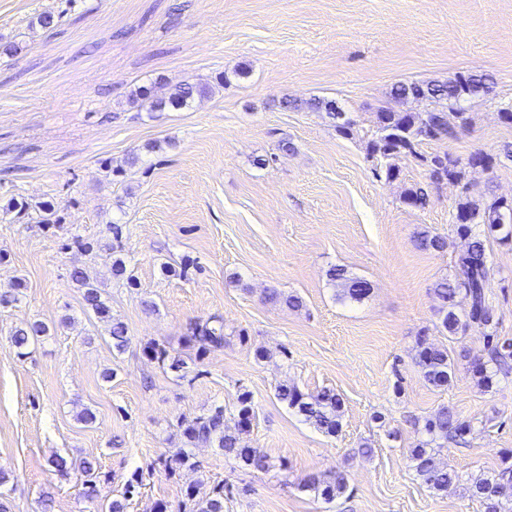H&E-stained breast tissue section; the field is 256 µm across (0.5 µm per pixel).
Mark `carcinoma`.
<instances>
[{
  "label": "carcinoma",
  "mask_w": 512,
  "mask_h": 512,
  "mask_svg": "<svg viewBox=\"0 0 512 512\" xmlns=\"http://www.w3.org/2000/svg\"><path fill=\"white\" fill-rule=\"evenodd\" d=\"M65 14L64 10L57 14L41 13L34 19V24L50 31L60 26ZM416 92L424 93L426 99L434 103V107L426 112H409L391 107L381 109L376 114L375 130L372 131L367 149L376 160L377 174L385 175L388 180L400 174L393 160L409 155L421 162L432 182L439 184L451 181L460 187L455 225L457 234L466 241V248L458 256L456 277L451 281L437 282L434 294L440 302L441 327L448 334L457 335L469 328L485 330L493 323V311L485 291L486 283L493 273L486 253V238L487 234L495 233L500 243L512 244V199L491 192L474 199L472 185L466 180V169L474 167L476 161L483 159L486 160V168L490 169L493 156L483 158L470 154L461 158L447 151L425 155L419 152V146L425 141L446 140L454 135L456 129L467 126L471 121L469 101L474 97L491 94L492 84L480 73L467 72L444 82L396 84L390 96L394 102L404 104ZM209 93L210 86L207 84L172 85L160 79L148 87L141 86L134 90L128 103L139 112L180 111L207 97ZM280 106L284 109L305 107L312 111L324 110L336 121V130L344 136L352 135L358 126L356 116L350 112L336 111V103L333 101L314 98L303 103L284 98ZM63 211L64 208L58 203L42 201L33 205L22 196L10 198L5 207V212L24 213L37 224H61ZM328 276L344 299L359 302L370 291L366 280L354 276L343 266L330 268ZM70 278L81 289L84 308L106 324L112 349L123 352L128 344L127 327L112 316V306L102 289L83 267L73 268ZM264 298L272 303L283 301L294 308L302 305L299 297L285 296L276 288L266 289ZM48 331L46 325L35 322L26 328L12 331L10 342L17 354L23 357L27 355L28 348L39 337L47 335ZM186 338L199 354L220 349L224 347V323L216 316L206 321H191ZM145 350L149 357L174 372L185 368L186 362L171 356L164 347L150 344ZM488 352L497 370H489L480 359L470 362L477 383L486 387L493 385L497 372L507 365V360H512V341H493ZM415 362L429 385L435 388L448 386L455 366L448 350L421 339L417 342ZM276 395L288 408L303 416L305 421L319 431L333 436L341 430L343 401L334 391L324 389L316 394L305 393L293 384L281 383L276 387ZM253 415L252 398L243 392L237 398L233 413L228 415L223 406H217L205 416L181 423V436L190 445L214 444L224 451V455L242 466L264 471L269 467V456L263 450L249 445L245 439ZM466 432L467 424L446 407L438 408L426 418L422 433L427 439L411 449L410 460L416 475L428 488L446 491L457 479L456 472L438 459L431 444L438 438L460 439ZM52 464L63 476L74 473L83 478L85 498L90 501L98 498L101 472L95 459L59 456L52 460ZM157 464L172 473L183 467L199 468V464L193 461V454L185 448L180 449L175 458H158ZM303 487L331 502L346 492L347 481L342 473L330 479L310 475L305 479ZM471 490L481 499L484 512H503L504 503L512 502V453H502L497 474L476 479ZM187 502L192 505L189 512H224V487L217 485L211 494L198 500L189 495Z\"/></svg>",
  "instance_id": "obj_1"
}]
</instances>
